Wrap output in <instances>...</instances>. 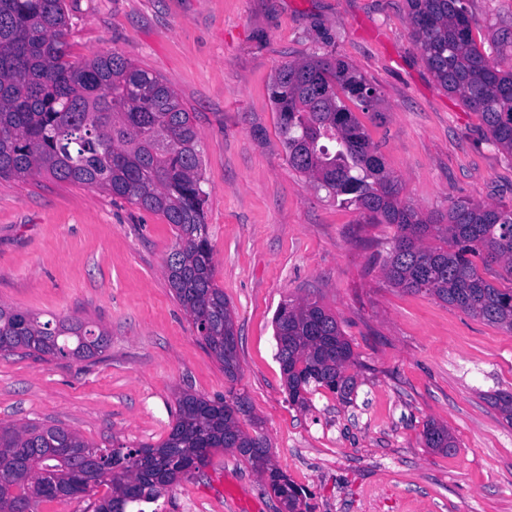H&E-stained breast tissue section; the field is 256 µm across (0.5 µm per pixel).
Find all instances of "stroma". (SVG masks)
Masks as SVG:
<instances>
[{"label": "stroma", "mask_w": 512, "mask_h": 512, "mask_svg": "<svg viewBox=\"0 0 512 512\" xmlns=\"http://www.w3.org/2000/svg\"><path fill=\"white\" fill-rule=\"evenodd\" d=\"M73 61L118 52L158 76L201 137L215 280L233 311L236 382L196 335L165 271L162 215L84 184L0 180V303L104 328L76 362L0 354V423H52L97 445L165 440L180 392L244 395L273 460L311 512H512V333L383 273L391 224L329 202L288 164L269 85L283 63L334 55L379 95L359 113L403 201L426 213L471 199L512 207V156L479 113L443 89L415 45L406 0H67ZM473 36L496 46L512 0H466ZM499 47V46H496ZM512 67V45L499 47ZM318 302L349 340L351 403L320 390L294 405L276 358L284 301ZM456 446L426 448L428 421ZM162 512H280L231 452L161 498Z\"/></svg>", "instance_id": "1"}]
</instances>
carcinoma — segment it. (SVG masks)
Here are the masks:
<instances>
[{
    "mask_svg": "<svg viewBox=\"0 0 512 512\" xmlns=\"http://www.w3.org/2000/svg\"><path fill=\"white\" fill-rule=\"evenodd\" d=\"M407 2L411 35L434 78L480 113L492 141L512 155V69L477 45L465 0ZM68 33L65 0H0V179L44 174L163 215L177 238L166 262L170 287L233 382L237 345L224 350V329L234 322L215 281L193 115L161 79L120 53L71 61ZM270 100L288 164L328 198L396 226L384 265L393 287L428 293L512 331V288L485 280L472 261L477 254L499 264L512 280V209L460 199L445 214H424L404 203L400 180L347 105L377 114L376 89L338 58L281 65ZM274 336L293 404L306 407L320 388L349 399L353 350L331 312L287 301ZM107 342V332L88 322L42 320L0 303V352L83 361ZM492 402L512 424V392ZM177 403L168 437L141 448H103L57 425H0V512H34L41 500L82 498L103 485L110 493L94 512H127L130 503L167 493L217 449L262 474L288 512H310L302 490L272 463L267 439L243 429L246 421L259 428L244 395L215 401L186 390ZM423 439L434 451L455 447L448 427L433 420Z\"/></svg>",
    "mask_w": 512,
    "mask_h": 512,
    "instance_id": "carcinoma-1",
    "label": "carcinoma"
}]
</instances>
